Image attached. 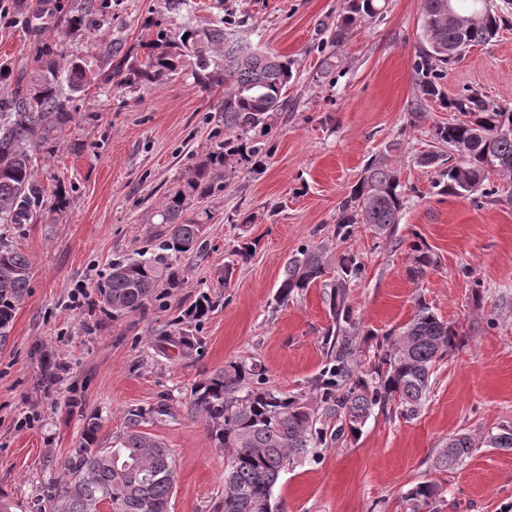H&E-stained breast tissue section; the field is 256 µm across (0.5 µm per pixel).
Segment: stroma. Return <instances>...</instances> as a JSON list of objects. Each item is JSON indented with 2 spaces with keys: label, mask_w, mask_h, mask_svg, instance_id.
Masks as SVG:
<instances>
[{
  "label": "stroma",
  "mask_w": 512,
  "mask_h": 512,
  "mask_svg": "<svg viewBox=\"0 0 512 512\" xmlns=\"http://www.w3.org/2000/svg\"><path fill=\"white\" fill-rule=\"evenodd\" d=\"M347 0H112L104 27L131 55L141 54L145 20L193 25L227 19L235 39L288 56V109L278 114L272 153L258 170L226 171L222 191L198 202L209 211L203 245L183 263L185 285L157 289L144 310L119 320L103 313L96 289L113 260L152 251L162 230L159 199L216 142L214 107L223 88L200 90L189 72L134 88H91L76 98L78 118L54 153L39 161L46 191L64 185L68 204L13 232L32 263L28 294L0 347V501L30 512L47 458L75 448L88 417L100 437L139 428L170 448L177 463L169 512H215L224 482V452L187 411L191 388L231 360L257 364L271 388L308 391L325 363L321 339L330 324L323 289L287 302L275 295L289 258L322 245L329 259L353 253L365 265L348 286V304L366 348L399 330L425 301L456 326L461 344L441 360L420 411L374 409L357 436L317 456L295 460L274 489L278 512H409L406 491L441 485L437 512H512V451L484 438L512 426V176H492L491 195L439 193L434 167L421 164L432 128L448 121L443 104L424 108L414 65L423 43L420 0H386L381 14L331 42ZM37 35L0 9V63L20 70ZM335 67L322 76L321 64ZM447 99L469 90L512 107V14L497 36L448 66ZM387 156L405 190L393 234L357 225L336 235L338 204L370 159ZM252 215V223L241 218ZM257 241L241 260L243 240ZM437 260L411 276L415 246ZM233 265L225 275V265ZM206 292L215 309L193 327L201 349L163 340L173 321ZM64 370L43 382L41 360ZM471 435L470 458L452 470L434 465L450 437Z\"/></svg>",
  "instance_id": "obj_1"
}]
</instances>
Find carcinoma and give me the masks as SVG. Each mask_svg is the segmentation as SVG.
<instances>
[{"mask_svg": "<svg viewBox=\"0 0 512 512\" xmlns=\"http://www.w3.org/2000/svg\"><path fill=\"white\" fill-rule=\"evenodd\" d=\"M484 0H422L424 42L415 73L428 99L441 97L439 80L445 65L464 58L463 52L490 41L504 20L496 11H482ZM460 15L482 12L462 28L448 19V8ZM111 0H67L55 5L76 31L101 30ZM381 0H349L331 33L341 40L365 18L380 14ZM154 28L138 58L121 54V46L98 40L96 67L79 56H66L57 44L43 41L29 69L18 71L14 88L0 95V347L10 336L16 310L27 295L31 262L8 237L10 227L33 224L44 215L46 189L39 177V156L61 145L64 131L77 119L74 97L99 83L130 87L164 81L191 67L197 86L224 87L215 106L224 124V139L183 178V185L158 204L155 217L164 225L157 251L149 256L112 262L106 281L97 285L102 310L116 320L142 309L156 288H181L182 258L198 251L206 211L185 214L194 201L221 190L224 170L235 164L256 170L271 152L272 120L286 110L292 78L288 57L253 51L227 35L224 22L201 28ZM455 114L432 128L423 164L438 167L436 187L443 194L469 197L494 174H512V108L489 104L472 90L450 103ZM460 146V155L445 165L444 148ZM404 191L395 171L381 156L368 163L365 176L338 205L336 234L345 238L357 224L389 235L400 221ZM412 276L433 266L428 251L417 247ZM326 249L317 245L298 251L285 267L277 291L282 302L321 283L332 324L323 334L326 362L311 380L309 393L291 395L266 386L256 364L231 361L191 390L188 410L203 421L216 447L224 450V493L218 512H276L274 487L291 462L327 440L355 435L376 407L393 404L413 416L430 390L437 362L457 348L455 327L438 318L425 303L417 304L411 320L396 334L377 342L374 363L363 368L359 326L346 304L347 285L365 274L353 254L338 258L337 273L327 277ZM214 302L200 293L185 313L201 322ZM334 417L336 430L327 433L322 417ZM98 418L87 419L76 448L58 462L59 476L37 486L32 512H168L175 485L176 463L171 451L131 422L114 444L103 446ZM489 448L512 450V427L485 437ZM472 438L459 434L439 449L435 464L448 470L470 457ZM441 496L440 486L422 481L406 493L411 512H420Z\"/></svg>", "mask_w": 512, "mask_h": 512, "instance_id": "1", "label": "carcinoma"}]
</instances>
